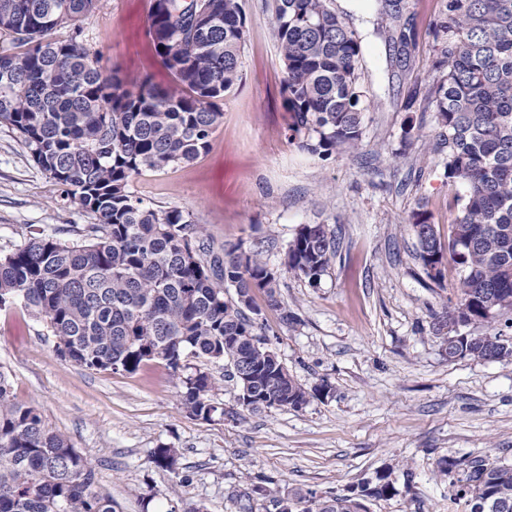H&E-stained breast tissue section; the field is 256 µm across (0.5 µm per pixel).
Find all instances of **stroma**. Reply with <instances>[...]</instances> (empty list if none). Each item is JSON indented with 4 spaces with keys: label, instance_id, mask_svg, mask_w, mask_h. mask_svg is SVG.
Here are the masks:
<instances>
[{
    "label": "stroma",
    "instance_id": "stroma-1",
    "mask_svg": "<svg viewBox=\"0 0 512 512\" xmlns=\"http://www.w3.org/2000/svg\"><path fill=\"white\" fill-rule=\"evenodd\" d=\"M418 37L408 68L385 41L378 0H334L362 38V83L369 108L354 151L321 157L286 136L283 69L270 0H243L242 78L226 96L210 149L190 164L134 177L131 192L156 207L192 213L215 244H262L280 265L298 228L326 224L338 252L317 284L282 273L279 299L296 320L282 325L262 293L272 348L312 397L306 406L242 409L223 364L198 361L215 381L210 396L223 418L190 416L179 379L149 363L126 373L64 361L45 324L24 307L0 310V369L16 402L87 456L97 490L118 512H278L272 497L240 495L254 484L280 494L357 490L387 476L393 494L372 512H466L437 477L444 457L483 456L512 463V360L449 359L436 328L457 307L459 269L427 277L415 257L409 219L425 208L447 237L458 192L431 147L438 139L425 97L437 59L435 24L445 0H404ZM149 0H103L84 21L83 37L103 71H166L147 49ZM417 92L416 109L405 101ZM78 204L34 165L11 126L0 124V249L23 243L30 227L90 223ZM327 392H320V385ZM179 449L180 469L157 467L160 445ZM416 477L406 482L405 469ZM187 483H180V476Z\"/></svg>",
    "mask_w": 512,
    "mask_h": 512
}]
</instances>
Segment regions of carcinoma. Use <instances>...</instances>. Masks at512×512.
I'll return each instance as SVG.
<instances>
[{
  "instance_id": "obj_1",
  "label": "carcinoma",
  "mask_w": 512,
  "mask_h": 512,
  "mask_svg": "<svg viewBox=\"0 0 512 512\" xmlns=\"http://www.w3.org/2000/svg\"><path fill=\"white\" fill-rule=\"evenodd\" d=\"M331 0H273L274 34L284 69L288 139L312 155L362 144L368 104L359 82L362 45ZM388 42L406 64L417 40L401 0H384ZM101 0H0V123L12 127L34 164L77 201L91 224L30 232L0 251V310L19 304L45 320L59 355L87 370L134 372L163 364L177 373L188 357L246 364L250 386L238 404L250 411L300 409L310 393L277 353L241 340L266 336L254 299L260 292L295 320L278 298L281 273L249 249L215 246L203 225L179 208H155L129 191L144 171L190 164L206 153L220 103L241 80L242 0H150L146 35L171 80L113 71L106 75L83 40L82 22ZM434 31L435 75L428 105L439 129L435 147L445 174L464 188L448 252L460 270V306L448 313V359L512 358V336L473 335L458 327L492 325L512 314V0H448ZM70 32L59 40L55 33ZM446 254L430 228L417 258ZM327 224H306L282 266L315 284L336 258ZM189 415L211 420L224 409L208 398L214 381L197 370L182 380ZM179 450L161 446L157 466L177 472ZM469 512H512V465L485 457H444L438 473ZM393 493L387 476L358 494L288 493L292 512H370L369 499ZM0 512H117L93 487V469L37 409L15 402L0 370Z\"/></svg>"
}]
</instances>
